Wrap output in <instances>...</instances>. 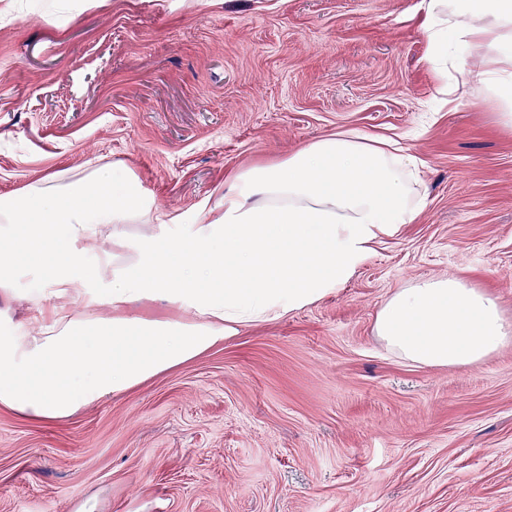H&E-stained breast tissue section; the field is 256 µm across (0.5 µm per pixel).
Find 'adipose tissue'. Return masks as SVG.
Masks as SVG:
<instances>
[{
	"label": "adipose tissue",
	"mask_w": 512,
	"mask_h": 512,
	"mask_svg": "<svg viewBox=\"0 0 512 512\" xmlns=\"http://www.w3.org/2000/svg\"><path fill=\"white\" fill-rule=\"evenodd\" d=\"M422 32L438 94L454 103L489 91L512 128V0H426ZM449 33L480 67L449 77ZM423 166L396 140L339 131L230 176L195 224L152 209L114 166L1 197L0 304L18 299L19 271L36 269L42 287L32 322L0 337V406L62 421L317 304L423 209ZM91 256L103 287L87 284ZM158 300L169 314H148ZM374 332L399 358L457 367L511 343L512 320L459 277H421L385 298Z\"/></svg>",
	"instance_id": "1"
}]
</instances>
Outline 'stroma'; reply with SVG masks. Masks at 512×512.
<instances>
[{
  "mask_svg": "<svg viewBox=\"0 0 512 512\" xmlns=\"http://www.w3.org/2000/svg\"><path fill=\"white\" fill-rule=\"evenodd\" d=\"M423 0H0V196L127 168L196 221L339 130L425 162V206L336 293L45 421L0 407V512H512V345L395 356L381 302L455 275L512 318V129L442 106Z\"/></svg>",
  "mask_w": 512,
  "mask_h": 512,
  "instance_id": "obj_1",
  "label": "stroma"
}]
</instances>
